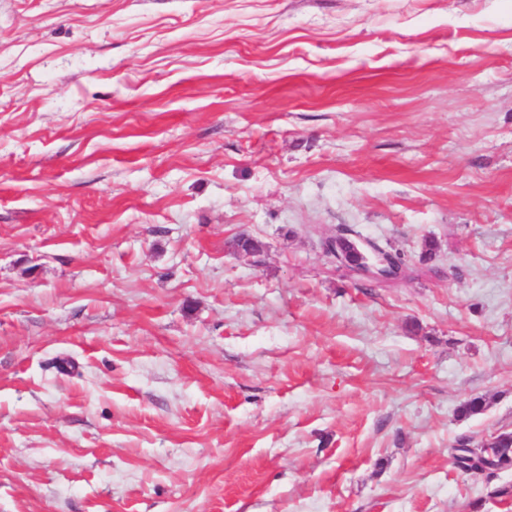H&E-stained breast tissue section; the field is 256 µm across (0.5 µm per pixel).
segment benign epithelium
Listing matches in <instances>:
<instances>
[{"mask_svg":"<svg viewBox=\"0 0 512 512\" xmlns=\"http://www.w3.org/2000/svg\"><path fill=\"white\" fill-rule=\"evenodd\" d=\"M324 250L337 263L375 280H387L397 276L400 263L391 254L376 248L366 239H350L342 234L329 238Z\"/></svg>","mask_w":512,"mask_h":512,"instance_id":"obj_1","label":"benign epithelium"}]
</instances>
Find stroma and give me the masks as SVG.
<instances>
[{
    "instance_id": "stroma-1",
    "label": "stroma",
    "mask_w": 512,
    "mask_h": 512,
    "mask_svg": "<svg viewBox=\"0 0 512 512\" xmlns=\"http://www.w3.org/2000/svg\"><path fill=\"white\" fill-rule=\"evenodd\" d=\"M504 431L512 0H0V512H512ZM324 250L332 255L337 263L351 267L371 279H391L397 276L400 270L397 258L377 249L366 239H350L340 234L326 240ZM495 443L490 446L481 444L471 448L461 442L451 448V458L454 466L463 473L494 472L495 470L512 466V433H499Z\"/></svg>"
}]
</instances>
